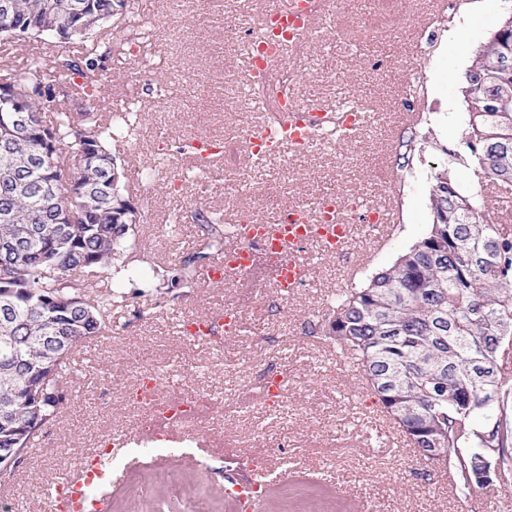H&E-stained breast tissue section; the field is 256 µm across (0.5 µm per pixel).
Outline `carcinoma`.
I'll list each match as a JSON object with an SVG mask.
<instances>
[{
    "mask_svg": "<svg viewBox=\"0 0 512 512\" xmlns=\"http://www.w3.org/2000/svg\"><path fill=\"white\" fill-rule=\"evenodd\" d=\"M0 39L102 33L128 0H8ZM512 18L475 52L465 72L467 129L462 165L512 192ZM101 58L33 59L0 72V448L20 464L65 400L61 380L70 353L102 335L119 286L86 274L124 257L134 273L144 257L129 249L136 223L124 193V171L105 146L97 116L46 114L57 101L50 73L83 79L76 97L93 96L105 79ZM432 222L425 235L365 283L336 295L320 327L363 373L384 411L427 467L453 477L457 494L474 474L500 461L512 476V376L499 369L512 343V228L484 219L485 196L457 184L453 166L434 174ZM79 215L77 222L61 219ZM208 224L206 248L224 243L219 219ZM200 251L173 269L193 284ZM40 384L34 406L27 388Z\"/></svg>",
    "mask_w": 512,
    "mask_h": 512,
    "instance_id": "carcinoma-1",
    "label": "carcinoma"
}]
</instances>
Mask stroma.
Masks as SVG:
<instances>
[{"label":"stroma","instance_id":"35a3bbf8","mask_svg":"<svg viewBox=\"0 0 512 512\" xmlns=\"http://www.w3.org/2000/svg\"><path fill=\"white\" fill-rule=\"evenodd\" d=\"M340 8L344 24L321 26L312 38L310 62L294 79L296 99H318L332 111L359 98L378 118L355 140L319 142L287 165L280 154L256 161L243 148V127L260 129L263 115L244 93L245 40L225 41L210 0H188L174 12L168 0H133L131 13L97 42L108 81L93 98H73L70 78L56 74L58 98L70 112L89 109L118 126L108 148L140 213L137 248L155 270L140 277L117 262L95 271V278L120 281L128 303L113 310L107 335L74 351L81 374L65 386L38 451L0 474L9 503L46 512L52 486L97 453L101 441L128 431L139 442L114 449L112 483L102 491L112 512H179L176 501L125 494L156 468L136 451L150 434L129 390L142 373L168 374L183 394L204 391L219 403L271 367L288 375L279 405L241 412L217 406L185 424L189 451L169 462L171 470L189 469V484L222 512H236L222 472L245 448L269 451L262 512H280L282 490L303 486L324 490L347 512H512V481L473 488L464 499L445 474L425 472L357 366L319 333L336 293L359 287L427 230L433 175L460 152L467 120L463 84L449 75L467 70L512 9L502 0H342ZM165 25L184 43L151 54L149 44ZM213 136L223 138V156L206 170H189L177 145ZM333 188L361 199L393 198L400 221L383 247L374 248L373 229L357 220L343 259L321 260L291 297L278 296L264 259L234 287L200 282L171 296V268L205 242L197 212L241 224L262 216L267 191L290 205ZM225 305L238 314V333L200 344L184 332L185 324Z\"/></svg>","mask_w":512,"mask_h":512}]
</instances>
